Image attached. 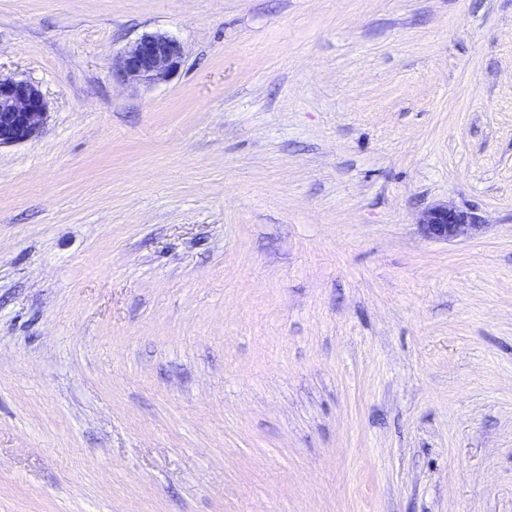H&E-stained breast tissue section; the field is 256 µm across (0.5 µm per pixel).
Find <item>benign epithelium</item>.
<instances>
[{"mask_svg":"<svg viewBox=\"0 0 512 512\" xmlns=\"http://www.w3.org/2000/svg\"><path fill=\"white\" fill-rule=\"evenodd\" d=\"M182 43L167 34H145L126 47L112 64V74L122 82L157 83L181 66ZM47 114V101L37 85L0 75V147L33 138ZM419 233L427 240L453 241L477 235L480 225L473 214L436 204L423 212Z\"/></svg>","mask_w":512,"mask_h":512,"instance_id":"7a95c632","label":"benign epithelium"}]
</instances>
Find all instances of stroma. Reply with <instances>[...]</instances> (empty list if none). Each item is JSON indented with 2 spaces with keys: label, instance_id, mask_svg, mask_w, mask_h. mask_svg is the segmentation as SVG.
Masks as SVG:
<instances>
[{
  "label": "stroma",
  "instance_id": "obj_1",
  "mask_svg": "<svg viewBox=\"0 0 512 512\" xmlns=\"http://www.w3.org/2000/svg\"><path fill=\"white\" fill-rule=\"evenodd\" d=\"M0 75V512H512V0H0ZM182 43L167 34H145L126 47L112 64V75L122 81H165L181 66ZM47 114V101L37 85L0 75V147L33 138ZM417 226L423 238L448 242L472 238L482 225L476 224L470 212L441 203L424 211Z\"/></svg>",
  "mask_w": 512,
  "mask_h": 512
}]
</instances>
